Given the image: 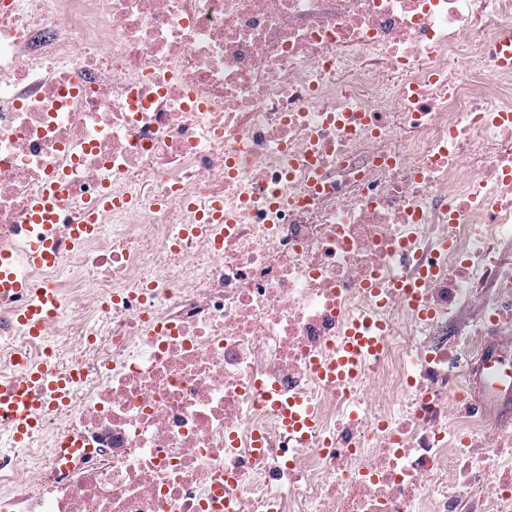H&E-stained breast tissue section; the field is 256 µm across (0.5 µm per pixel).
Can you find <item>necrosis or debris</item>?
Returning <instances> with one entry per match:
<instances>
[{
	"label": "necrosis or debris",
	"mask_w": 512,
	"mask_h": 512,
	"mask_svg": "<svg viewBox=\"0 0 512 512\" xmlns=\"http://www.w3.org/2000/svg\"><path fill=\"white\" fill-rule=\"evenodd\" d=\"M509 31L512 0H0V275L48 246L54 295L34 335L0 290V380L69 381L0 512H512L463 360L512 351ZM52 195L46 192L45 196L33 206V218L36 223H50L55 222L57 213L55 211L52 200H56L58 194V186L51 187ZM375 346L376 338L358 336L356 329H353L339 348L336 361H332L323 367L324 375L329 379L353 376L361 359L366 354L371 353Z\"/></svg>",
	"instance_id": "obj_1"
}]
</instances>
